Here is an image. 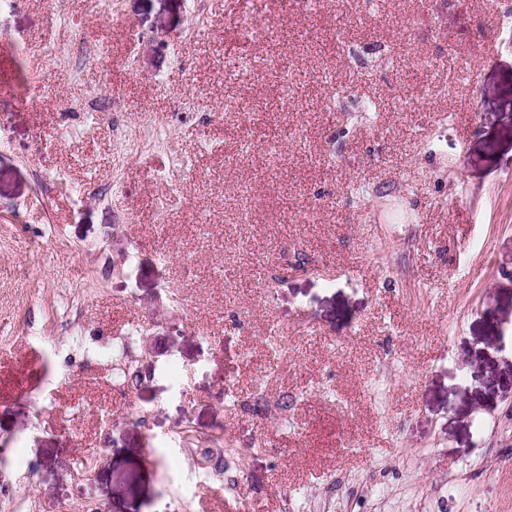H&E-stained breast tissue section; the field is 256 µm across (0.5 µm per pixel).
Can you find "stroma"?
Here are the masks:
<instances>
[{
	"instance_id": "1",
	"label": "stroma",
	"mask_w": 512,
	"mask_h": 512,
	"mask_svg": "<svg viewBox=\"0 0 512 512\" xmlns=\"http://www.w3.org/2000/svg\"><path fill=\"white\" fill-rule=\"evenodd\" d=\"M204 8L0 12V324L22 328L0 346V495L239 512L216 484L178 505L164 473L192 467L190 429L238 449L249 512H282L287 489L512 512V0ZM78 38L104 50L76 83ZM89 91L119 98L126 134L159 120L167 152L115 172L111 128L57 111ZM113 332L139 375L125 400L98 351Z\"/></svg>"
}]
</instances>
